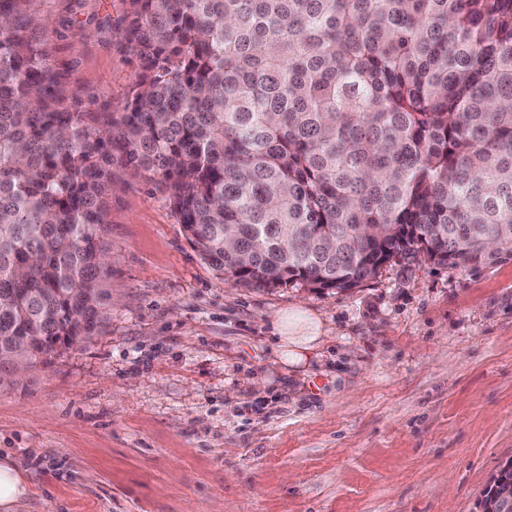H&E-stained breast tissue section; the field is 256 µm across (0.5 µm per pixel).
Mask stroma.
<instances>
[{"label": "stroma", "instance_id": "35a3bbf8", "mask_svg": "<svg viewBox=\"0 0 512 512\" xmlns=\"http://www.w3.org/2000/svg\"><path fill=\"white\" fill-rule=\"evenodd\" d=\"M32 28L86 112H119L139 60L127 0H35ZM110 315L0 384L20 512H477L512 460V259L420 252L346 290L243 288L206 265L160 178L112 167ZM299 307L327 334L277 355Z\"/></svg>", "mask_w": 512, "mask_h": 512}]
</instances>
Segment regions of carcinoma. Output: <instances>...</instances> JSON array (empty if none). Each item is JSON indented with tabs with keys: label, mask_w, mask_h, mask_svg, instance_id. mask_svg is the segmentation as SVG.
I'll use <instances>...</instances> for the list:
<instances>
[{
	"label": "carcinoma",
	"mask_w": 512,
	"mask_h": 512,
	"mask_svg": "<svg viewBox=\"0 0 512 512\" xmlns=\"http://www.w3.org/2000/svg\"><path fill=\"white\" fill-rule=\"evenodd\" d=\"M33 2L0 0V358L108 320L117 161L243 288L512 258V0H128L144 70L116 113L75 108Z\"/></svg>",
	"instance_id": "carcinoma-1"
}]
</instances>
